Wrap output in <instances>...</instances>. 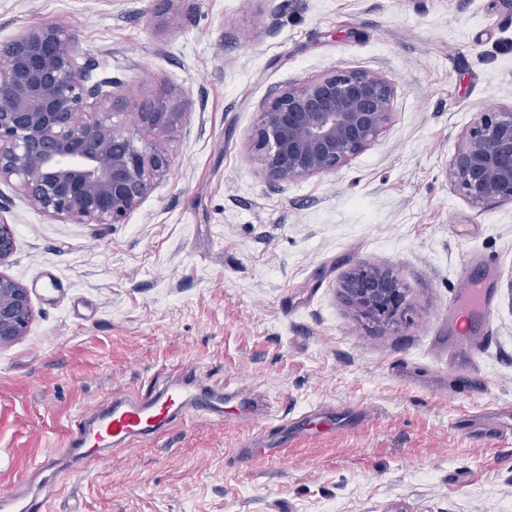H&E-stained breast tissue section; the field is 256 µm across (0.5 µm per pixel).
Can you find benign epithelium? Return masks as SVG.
<instances>
[{"label":"benign epithelium","instance_id":"obj_1","mask_svg":"<svg viewBox=\"0 0 512 512\" xmlns=\"http://www.w3.org/2000/svg\"><path fill=\"white\" fill-rule=\"evenodd\" d=\"M77 52L56 24L0 45V182L15 183L27 204L49 217L124 224L171 166L166 146L145 134L173 128L184 113L162 93L130 104L120 80L103 93L88 84ZM394 95L392 81L362 70H334L274 93L253 135L266 177L288 183L341 169L377 137ZM131 108L136 128L121 135L114 118ZM448 179L474 205L512 202V107L474 118ZM14 253V226L0 220V267ZM340 293L374 327L407 321L408 291L389 268L354 265ZM32 320L28 288L0 272V348L26 336Z\"/></svg>","mask_w":512,"mask_h":512}]
</instances>
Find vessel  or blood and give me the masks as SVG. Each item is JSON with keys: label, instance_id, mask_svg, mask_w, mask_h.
I'll use <instances>...</instances> for the list:
<instances>
[{"label": "vessel or blood", "instance_id": "vessel-or-blood-1", "mask_svg": "<svg viewBox=\"0 0 512 512\" xmlns=\"http://www.w3.org/2000/svg\"><path fill=\"white\" fill-rule=\"evenodd\" d=\"M219 412L222 422H230L228 409L219 407L214 394L199 389L187 381L178 387L151 391L141 399H114L93 422L77 423L69 430L66 446L72 455L87 458L105 448L129 444L137 438L162 437L170 422L183 414ZM41 469L45 476L28 495L9 493L0 496V512H37L61 492L53 459H44Z\"/></svg>", "mask_w": 512, "mask_h": 512}]
</instances>
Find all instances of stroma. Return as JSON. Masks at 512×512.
Returning a JSON list of instances; mask_svg holds the SVG:
<instances>
[{
	"mask_svg": "<svg viewBox=\"0 0 512 512\" xmlns=\"http://www.w3.org/2000/svg\"><path fill=\"white\" fill-rule=\"evenodd\" d=\"M64 25L90 82L166 89L172 166L124 224H76L0 183L4 271L29 289L27 336L0 349V490L56 453L45 512H512V203L471 204L448 164L477 113L512 106L501 0H0V43ZM333 69L394 82L374 141L333 174L275 183L251 134L263 103ZM389 267L409 320L364 326L357 263ZM492 314L457 326L462 272ZM492 335L482 354L465 334ZM195 377L228 406L284 417L174 420L159 442L71 460L66 432L114 390ZM262 439L273 455L248 457Z\"/></svg>",
	"mask_w": 512,
	"mask_h": 512,
	"instance_id": "stroma-1",
	"label": "stroma"
}]
</instances>
